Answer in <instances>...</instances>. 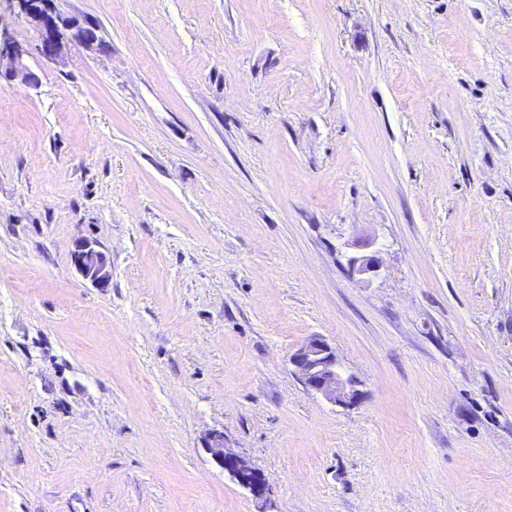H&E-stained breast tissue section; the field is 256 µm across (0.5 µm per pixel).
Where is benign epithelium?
Listing matches in <instances>:
<instances>
[{
  "instance_id": "benign-epithelium-1",
  "label": "benign epithelium",
  "mask_w": 512,
  "mask_h": 512,
  "mask_svg": "<svg viewBox=\"0 0 512 512\" xmlns=\"http://www.w3.org/2000/svg\"><path fill=\"white\" fill-rule=\"evenodd\" d=\"M38 36L40 54L50 60L62 58L70 44L92 49L101 42L98 29L65 17L54 7V0H12ZM28 52L14 42L0 27V84L19 82L29 88L39 84V76L27 62ZM380 249L373 241L361 246L360 251L347 255V265L360 279L369 283L381 271ZM73 262L80 274L91 283L104 288L111 273L106 255L87 240L76 242ZM294 373L306 389L322 395L342 407L351 405L358 397L354 380L347 375L335 351L321 338L313 337L302 344L291 356ZM208 452L237 483L258 496L267 493L265 478L242 456L224 448V434L211 437Z\"/></svg>"
}]
</instances>
